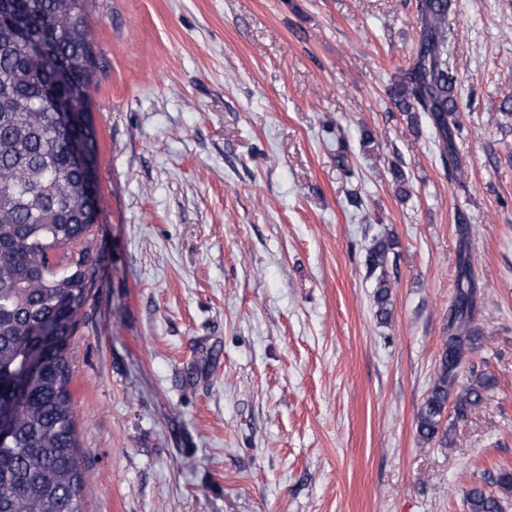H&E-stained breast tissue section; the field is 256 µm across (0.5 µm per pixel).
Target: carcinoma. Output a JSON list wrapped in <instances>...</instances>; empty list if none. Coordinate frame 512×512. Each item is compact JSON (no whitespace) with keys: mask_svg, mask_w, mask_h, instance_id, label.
<instances>
[{"mask_svg":"<svg viewBox=\"0 0 512 512\" xmlns=\"http://www.w3.org/2000/svg\"><path fill=\"white\" fill-rule=\"evenodd\" d=\"M89 0H0V405L11 408V438L0 444V512H86L87 481L79 455L71 392V350L80 315L94 287L97 259L93 227L99 212L86 205L84 169L45 104L49 94L74 103L83 114L81 146L97 162V132L90 90L100 63L89 34ZM450 0H418V50L394 76L393 104L434 128L448 172L464 173L455 146L461 128L448 23ZM25 18L72 74L53 84L38 75L46 64L29 58L14 34ZM456 293L448 312L436 380L416 414L424 443L446 445L450 417L461 420L493 385L491 376L460 383L465 355L479 339L477 309L484 297L460 228ZM393 242L380 239L365 265L376 276V315L390 316L391 281L386 270ZM50 327L52 343L40 370L26 371L32 345ZM453 404H448V401ZM453 414H448V409ZM468 512H504L502 499L479 486L467 494Z\"/></svg>","mask_w":512,"mask_h":512,"instance_id":"carcinoma-1","label":"carcinoma"}]
</instances>
